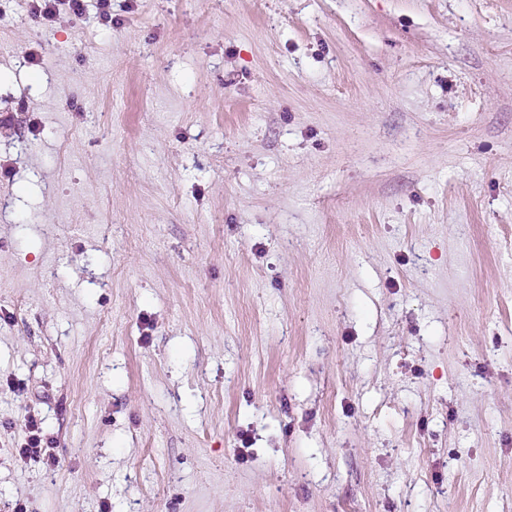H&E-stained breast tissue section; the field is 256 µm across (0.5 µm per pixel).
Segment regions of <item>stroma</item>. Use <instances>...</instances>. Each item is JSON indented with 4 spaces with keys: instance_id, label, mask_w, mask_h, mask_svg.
<instances>
[{
    "instance_id": "stroma-1",
    "label": "stroma",
    "mask_w": 512,
    "mask_h": 512,
    "mask_svg": "<svg viewBox=\"0 0 512 512\" xmlns=\"http://www.w3.org/2000/svg\"><path fill=\"white\" fill-rule=\"evenodd\" d=\"M111 14L0 0V512H512V0ZM31 12L35 17L47 22H53L60 14V6H67L69 12L82 14L84 3L82 0H33ZM24 440L18 449V453L22 459L40 460L47 456V461L56 462V458L49 452V442L45 437V433L41 422L33 417H28L24 423Z\"/></svg>"
}]
</instances>
